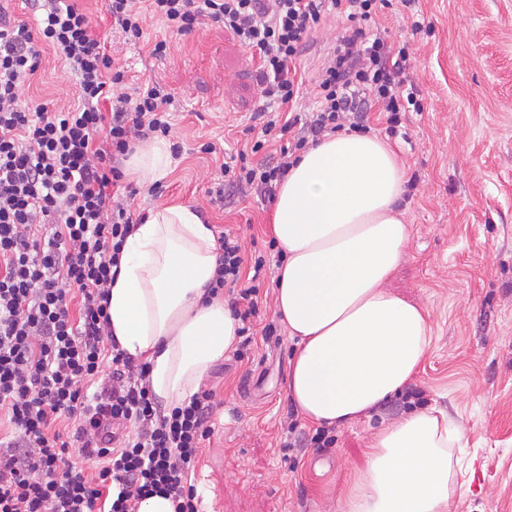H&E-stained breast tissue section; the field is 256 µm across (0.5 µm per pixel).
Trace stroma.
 Returning <instances> with one entry per match:
<instances>
[{
    "label": "stroma",
    "mask_w": 512,
    "mask_h": 512,
    "mask_svg": "<svg viewBox=\"0 0 512 512\" xmlns=\"http://www.w3.org/2000/svg\"><path fill=\"white\" fill-rule=\"evenodd\" d=\"M106 0H77L105 37L107 53L129 69L131 83L153 78L177 102L174 138L182 145L160 198L138 195L136 212L180 202L195 206L215 232L233 229L267 251L272 205L254 193L212 201L225 152L246 139L256 112L254 51L213 24L180 35L146 18L139 44L112 32ZM426 31L413 33V15ZM389 40L407 42L408 80L424 109L407 115L388 141L414 182L399 208L410 240L388 282L429 312L432 347L411 385L426 405L445 409L461 429L462 465L473 480L451 512H512V0H391L381 20ZM339 20L326 23L300 61L313 83L336 45ZM167 41L166 56L148 48ZM27 94L74 102L64 63L44 51ZM215 143V154L198 151ZM278 263L258 298V328L242 359L226 356L205 382L215 393V432L195 484L207 512H338V499L379 430L404 419L398 401L371 419L335 429L332 447L283 450L292 405L286 396L294 343L274 312ZM277 334L265 338L263 326Z\"/></svg>",
    "instance_id": "35a3bbf8"
}]
</instances>
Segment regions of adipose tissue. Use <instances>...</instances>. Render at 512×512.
I'll list each match as a JSON object with an SVG mask.
<instances>
[{"label":"adipose tissue","instance_id":"obj_1","mask_svg":"<svg viewBox=\"0 0 512 512\" xmlns=\"http://www.w3.org/2000/svg\"><path fill=\"white\" fill-rule=\"evenodd\" d=\"M171 162L170 142L153 137L135 145L126 174L147 187ZM406 181L386 141L338 132L301 151L277 190L270 232L284 260L274 309L297 343L286 395L312 424L370 416L401 395L431 349L427 310L387 286L410 239L398 210ZM218 257L211 225L179 203L150 209L125 241L110 332L148 364L163 408L189 400L240 341L223 299L204 297ZM461 439L436 406L385 427L366 466L347 476L338 512H450Z\"/></svg>","mask_w":512,"mask_h":512}]
</instances>
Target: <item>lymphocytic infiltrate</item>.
<instances>
[{
    "instance_id": "obj_1",
    "label": "lymphocytic infiltrate",
    "mask_w": 512,
    "mask_h": 512,
    "mask_svg": "<svg viewBox=\"0 0 512 512\" xmlns=\"http://www.w3.org/2000/svg\"><path fill=\"white\" fill-rule=\"evenodd\" d=\"M35 27L0 12V512H139L147 497L201 512L193 481L215 429L214 392L164 411L135 362L110 339L107 305L135 221L119 160L134 141L172 133L175 98L148 80L127 94L128 72L106 53L76 0H26ZM389 0H106L112 29L138 43L152 16L177 33L208 20L258 55V131L232 156L215 194L252 190L274 200L301 150L338 131L396 133L423 105L405 87L407 45L375 27ZM342 19L332 56L301 114L297 68L328 18ZM64 61L73 108L26 100L43 49ZM280 142L269 151L270 142ZM207 297L223 296L251 342L267 257L219 238ZM79 449L91 471L67 461Z\"/></svg>"
}]
</instances>
